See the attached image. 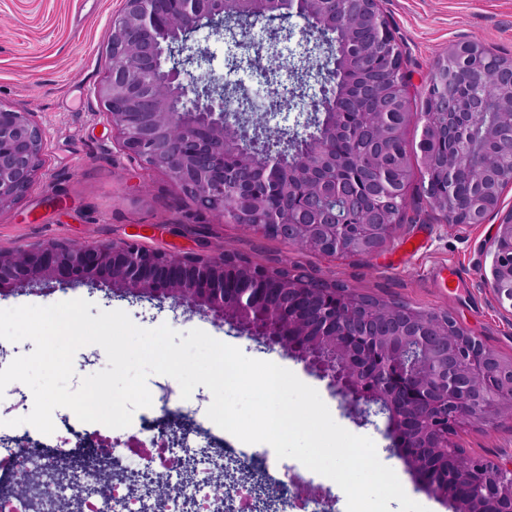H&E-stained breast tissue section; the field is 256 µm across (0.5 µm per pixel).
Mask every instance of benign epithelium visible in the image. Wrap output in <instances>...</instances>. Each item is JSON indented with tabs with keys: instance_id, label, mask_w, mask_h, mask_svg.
Returning <instances> with one entry per match:
<instances>
[{
	"instance_id": "7a95c632",
	"label": "benign epithelium",
	"mask_w": 512,
	"mask_h": 512,
	"mask_svg": "<svg viewBox=\"0 0 512 512\" xmlns=\"http://www.w3.org/2000/svg\"><path fill=\"white\" fill-rule=\"evenodd\" d=\"M380 0H305L317 26L304 39L332 60L326 72L328 109L336 100L339 70H356L366 46L352 42L330 50L321 31L366 26L377 35L390 69L403 73L402 52ZM237 18L268 14L270 0H233ZM224 0H121L112 15L106 47L108 70L93 94L104 108L121 150L148 169L167 174L192 209L215 222L240 224L255 235L271 234L289 245L327 257L362 253L371 259L394 238L381 209L369 223L336 220L326 211L301 221L307 191L341 197L355 212L359 196L378 197L379 181L357 183L331 146L336 123L309 140V153L288 158L285 133L270 130L257 150L243 139L224 97L203 93L213 76L203 69L209 53L190 43L203 27L221 31ZM485 50L477 43L450 45L435 62L432 79L448 88L484 77L462 62ZM202 70L197 76L189 69ZM492 85L498 102L512 108V60L499 61ZM443 111L420 114L424 131L456 139L483 125L486 100L471 96L460 107L449 95L435 98ZM48 133L33 113L0 102V214L37 187ZM480 192L466 204H445L448 224H483L500 212L502 186L489 171L477 173ZM487 281L501 307L512 309V212L499 218L491 244ZM88 284L125 297L169 299L236 326L247 338L278 348L328 380L360 418L383 414L394 452L428 495L447 500L454 512H512V459H470L448 468L458 454L450 435L462 425H498L512 418V363L485 347L453 316L434 318L408 304L363 311V298L284 259L260 267L244 255L177 253L144 248L135 240L83 244L52 242L0 250V287Z\"/></svg>"
}]
</instances>
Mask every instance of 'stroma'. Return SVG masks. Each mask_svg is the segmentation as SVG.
I'll list each match as a JSON object with an SVG mask.
<instances>
[{
    "label": "stroma",
    "instance_id": "obj_1",
    "mask_svg": "<svg viewBox=\"0 0 512 512\" xmlns=\"http://www.w3.org/2000/svg\"><path fill=\"white\" fill-rule=\"evenodd\" d=\"M119 5L120 0H0V101L34 112L50 136L37 189L0 214V250L52 241L130 239L154 250L240 252L267 266L285 258L358 295L451 312L459 325L502 359H512V311L503 309L487 286L492 256L486 245L495 224H448L431 214L418 193L422 168H415L408 188L412 223L402 225L373 259H332L252 235L235 224L219 225L210 217L196 216L165 174L120 151L111 127L100 117L102 105L91 94L107 72L108 24ZM382 10L401 46L414 88L426 83L436 58L452 44L477 40L493 53L512 56V0H382ZM193 39L208 49L215 76L263 92L255 73L228 72L223 35L205 27ZM78 298L91 302L94 316L119 309L143 328L162 324L180 332L198 328L248 357L269 355L264 347L241 337L236 327L210 316L181 308L160 310L148 299L110 298L104 289L85 285L65 290L6 288L0 290V309ZM282 363L318 391L336 423L374 441L380 461L397 469L411 499L428 512H451L447 504L421 491L393 454L384 417L361 421L302 362L286 357ZM211 402V392L202 387L195 388L189 400L197 410L196 422L222 451L261 464L276 477L287 471L308 475L299 461L277 458L265 444L244 443L219 428L206 415ZM453 440L471 456L512 457V422L503 421L495 428L468 424L457 430Z\"/></svg>",
    "mask_w": 512,
    "mask_h": 512
}]
</instances>
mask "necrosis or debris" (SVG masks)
I'll use <instances>...</instances> for the list:
<instances>
[{"label":"necrosis or debris","instance_id":"1","mask_svg":"<svg viewBox=\"0 0 512 512\" xmlns=\"http://www.w3.org/2000/svg\"><path fill=\"white\" fill-rule=\"evenodd\" d=\"M179 416L181 426L152 436L147 447L106 449L112 469L107 482L98 469L83 468L72 446L74 428H67L49 449L0 432V485L8 489L0 498V512H181L188 498L195 512H220L212 480L231 461L195 429L193 409L180 408ZM132 456L140 460L139 469L127 468ZM145 474L169 485L167 501L141 491L137 480Z\"/></svg>","mask_w":512,"mask_h":512}]
</instances>
